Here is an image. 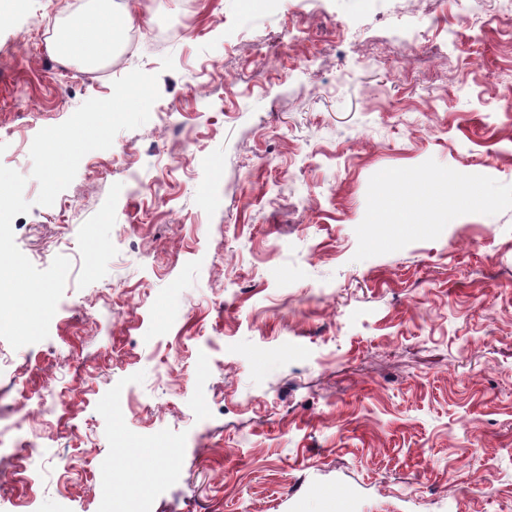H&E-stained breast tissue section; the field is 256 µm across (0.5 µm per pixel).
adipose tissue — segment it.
<instances>
[{"instance_id":"obj_1","label":"adipose tissue","mask_w":512,"mask_h":512,"mask_svg":"<svg viewBox=\"0 0 512 512\" xmlns=\"http://www.w3.org/2000/svg\"><path fill=\"white\" fill-rule=\"evenodd\" d=\"M93 9L77 14L55 27L51 49L59 61L80 63L89 68L110 62L120 49L133 23V8H113L112 0H96Z\"/></svg>"}]
</instances>
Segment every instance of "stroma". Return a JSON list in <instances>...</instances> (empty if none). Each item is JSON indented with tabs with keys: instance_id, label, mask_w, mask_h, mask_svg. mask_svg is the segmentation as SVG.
Returning <instances> with one entry per match:
<instances>
[{
	"instance_id": "1",
	"label": "stroma",
	"mask_w": 512,
	"mask_h": 512,
	"mask_svg": "<svg viewBox=\"0 0 512 512\" xmlns=\"http://www.w3.org/2000/svg\"><path fill=\"white\" fill-rule=\"evenodd\" d=\"M88 4L0 16V164L31 203L15 242L37 268L72 263L48 338L0 339V403L23 377L64 412L16 430L38 442L26 458L0 450V512H21V465L36 512H101L105 479L150 512H512V25L496 0H139L137 47L67 65L61 99L57 58L27 47ZM135 69L158 77L149 121L37 205L35 135ZM386 175L489 204L378 224Z\"/></svg>"
}]
</instances>
